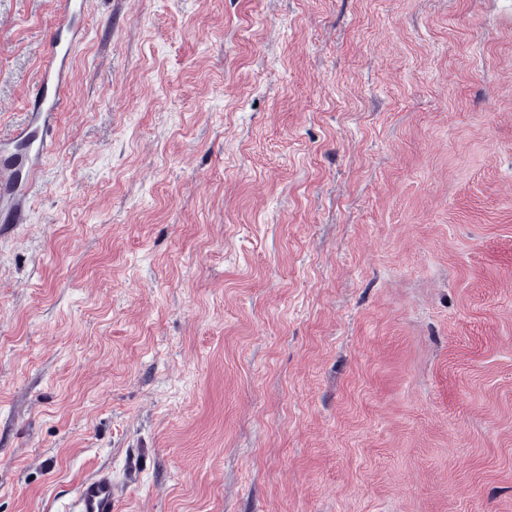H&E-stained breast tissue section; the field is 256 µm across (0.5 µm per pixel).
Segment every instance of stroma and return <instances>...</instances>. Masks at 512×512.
<instances>
[{
	"instance_id": "stroma-1",
	"label": "stroma",
	"mask_w": 512,
	"mask_h": 512,
	"mask_svg": "<svg viewBox=\"0 0 512 512\" xmlns=\"http://www.w3.org/2000/svg\"><path fill=\"white\" fill-rule=\"evenodd\" d=\"M59 0H0V132ZM0 232V512H512V0H89ZM56 512H116L112 470L79 484L59 501Z\"/></svg>"
}]
</instances>
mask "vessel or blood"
<instances>
[{
  "mask_svg": "<svg viewBox=\"0 0 512 512\" xmlns=\"http://www.w3.org/2000/svg\"><path fill=\"white\" fill-rule=\"evenodd\" d=\"M86 0H62L53 33L45 50L39 80L30 98L27 121L12 134H0V223L23 224V201L37 184L43 163L57 132V117L68 89V73L75 49L83 36L80 20ZM57 512H117L111 472L79 484L62 498Z\"/></svg>",
  "mask_w": 512,
  "mask_h": 512,
  "instance_id": "b4317fda",
  "label": "vessel or blood"
}]
</instances>
